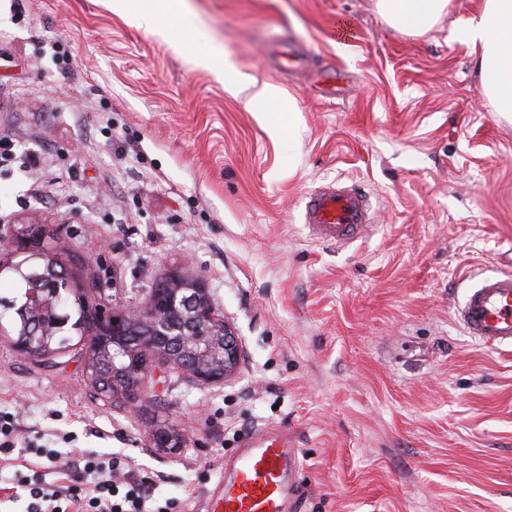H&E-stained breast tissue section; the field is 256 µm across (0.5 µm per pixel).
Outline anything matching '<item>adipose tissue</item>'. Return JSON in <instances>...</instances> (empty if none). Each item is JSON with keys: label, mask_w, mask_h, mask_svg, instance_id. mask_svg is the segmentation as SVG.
<instances>
[{"label": "adipose tissue", "mask_w": 512, "mask_h": 512, "mask_svg": "<svg viewBox=\"0 0 512 512\" xmlns=\"http://www.w3.org/2000/svg\"><path fill=\"white\" fill-rule=\"evenodd\" d=\"M449 0H378L383 18L408 34L429 31ZM471 46L481 84L503 117H512V0H483L480 9L456 30Z\"/></svg>", "instance_id": "adipose-tissue-1"}]
</instances>
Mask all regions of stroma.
Here are the masks:
<instances>
[{
  "label": "stroma",
  "mask_w": 512,
  "mask_h": 512,
  "mask_svg": "<svg viewBox=\"0 0 512 512\" xmlns=\"http://www.w3.org/2000/svg\"><path fill=\"white\" fill-rule=\"evenodd\" d=\"M185 5L158 14L164 39L108 0H0V229L45 225L86 258L94 302L143 304L175 266L203 277L241 370L210 387L149 377L130 408L96 392L80 336L45 366L0 334L17 434L0 498L32 445L118 459L167 512H208L245 437L273 428L303 462L287 512H512V353L453 319L466 274L512 267V123L453 35L477 0L417 36L376 0ZM278 37L309 65L277 70ZM228 62L295 112L230 94ZM334 180L376 207L342 247L300 217ZM163 423L189 437L172 458L149 443ZM249 105L263 112H282L287 107L281 89L271 83H263L249 101Z\"/></svg>",
  "instance_id": "35a3bbf8"
}]
</instances>
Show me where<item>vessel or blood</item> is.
I'll list each match as a JSON object with an SVG mask.
<instances>
[{
	"mask_svg": "<svg viewBox=\"0 0 512 512\" xmlns=\"http://www.w3.org/2000/svg\"><path fill=\"white\" fill-rule=\"evenodd\" d=\"M375 208L366 195L333 181L304 198L302 220L320 242L347 245L366 236ZM459 328L488 349L512 352V269L477 279L454 307ZM302 466L298 448L282 432L251 433L225 479L223 512H284L293 498L292 474Z\"/></svg>",
	"mask_w": 512,
	"mask_h": 512,
	"instance_id": "vessel-or-blood-1",
	"label": "vessel or blood"
}]
</instances>
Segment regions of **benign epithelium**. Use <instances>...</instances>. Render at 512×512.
<instances>
[{
  "mask_svg": "<svg viewBox=\"0 0 512 512\" xmlns=\"http://www.w3.org/2000/svg\"><path fill=\"white\" fill-rule=\"evenodd\" d=\"M34 241L39 243L42 254L55 255L42 234L27 227L8 236L0 233V250L15 247L28 254ZM83 304L88 311L83 332L86 351L113 344V363L136 360L137 387L101 393L107 402L134 404L140 393L138 387L163 367L173 366L202 386L222 384L240 368L241 341L231 325L217 314L209 288L200 277H187L178 288H161L141 306L117 305L106 300L91 303L86 299ZM171 312L184 315L178 334L170 333L167 327ZM136 320L149 325L150 335L129 338L130 323ZM52 340L51 336H22L13 340L12 346L25 357H45L51 353ZM150 441L156 451L166 456L176 455L185 447L184 435L167 425L153 429Z\"/></svg>",
  "mask_w": 512,
  "mask_h": 512,
  "instance_id": "benign-epithelium-1",
  "label": "benign epithelium"
}]
</instances>
